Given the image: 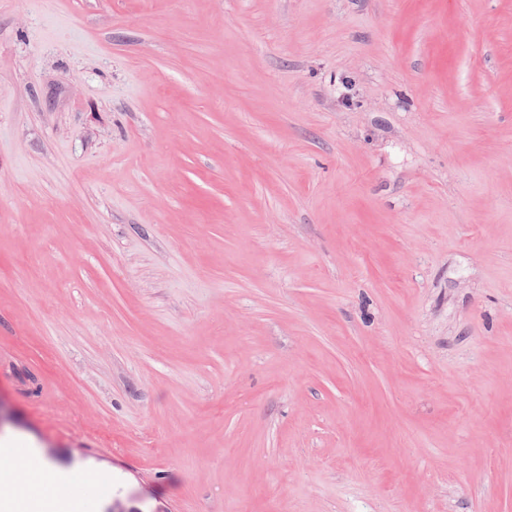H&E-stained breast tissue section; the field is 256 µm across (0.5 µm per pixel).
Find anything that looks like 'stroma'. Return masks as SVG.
<instances>
[{
  "label": "stroma",
  "instance_id": "35a3bbf8",
  "mask_svg": "<svg viewBox=\"0 0 512 512\" xmlns=\"http://www.w3.org/2000/svg\"><path fill=\"white\" fill-rule=\"evenodd\" d=\"M0 355L94 512H512V0H0Z\"/></svg>",
  "mask_w": 512,
  "mask_h": 512
}]
</instances>
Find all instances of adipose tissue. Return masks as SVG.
I'll use <instances>...</instances> for the list:
<instances>
[{
	"instance_id": "ef3b65f1",
	"label": "adipose tissue",
	"mask_w": 512,
	"mask_h": 512,
	"mask_svg": "<svg viewBox=\"0 0 512 512\" xmlns=\"http://www.w3.org/2000/svg\"><path fill=\"white\" fill-rule=\"evenodd\" d=\"M85 501L53 464L16 448L0 467V512H84Z\"/></svg>"
}]
</instances>
